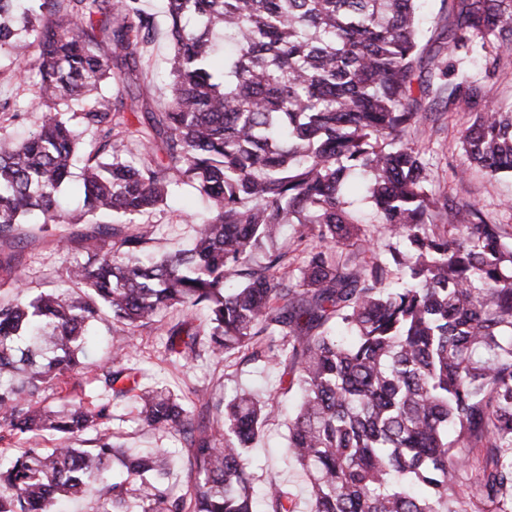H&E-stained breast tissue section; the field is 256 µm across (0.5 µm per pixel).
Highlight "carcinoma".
Wrapping results in <instances>:
<instances>
[{"instance_id": "carcinoma-1", "label": "carcinoma", "mask_w": 512, "mask_h": 512, "mask_svg": "<svg viewBox=\"0 0 512 512\" xmlns=\"http://www.w3.org/2000/svg\"><path fill=\"white\" fill-rule=\"evenodd\" d=\"M420 0H167L170 99L147 125L115 132L121 111L108 46L135 71L154 34L141 0H0V51L39 76L41 126L0 141V241L32 214L42 223L98 224L101 247L67 267L76 297L21 289L0 304V429L51 434L0 469V512H54L95 487L91 512H185L163 448L114 441L108 407L73 399L37 406L47 385L90 367L100 324L133 326L158 312L206 309L208 330H165L187 366L242 352L296 374L301 404L286 454L308 474L312 512H512V244L476 206L429 193L417 145ZM448 47L479 62L448 80V103L471 105L460 137L466 167L512 175V108L485 90L512 48V0H442ZM40 52L29 56L31 42ZM97 145L81 168L78 216L60 203L82 135ZM140 149L137 165L125 159ZM401 239L390 263L406 281L388 291V264L350 265L338 249L359 236L353 178ZM188 185L209 204L191 248L145 259L134 219ZM445 222L450 229L437 231ZM285 224H315L320 246L288 275ZM101 391L130 398L143 423L182 436L192 512H255L248 451L278 407L251 391L224 403L215 436L165 388L141 389L125 346L96 365ZM482 444L475 490L456 476ZM263 512H297L271 485Z\"/></svg>"}]
</instances>
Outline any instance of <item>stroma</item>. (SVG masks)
Masks as SVG:
<instances>
[{
  "instance_id": "35a3bbf8",
  "label": "stroma",
  "mask_w": 512,
  "mask_h": 512,
  "mask_svg": "<svg viewBox=\"0 0 512 512\" xmlns=\"http://www.w3.org/2000/svg\"><path fill=\"white\" fill-rule=\"evenodd\" d=\"M144 9L154 13L158 31L153 41L146 45L141 56L142 72L130 78L120 58H113L112 70L116 83L110 85L111 94L125 102L124 118L132 120L134 113L161 112L168 103V91L161 78L165 62L171 53L165 17L166 0H142ZM421 46L424 57L446 58L448 10L442 0H425L423 10ZM36 75L17 71L7 57L0 55V140L18 142L28 138L40 125L43 115L28 109L34 91ZM420 123L406 131V139L418 144L427 163L430 189L461 202H471L492 223L501 227L504 240L512 242V178H488L480 169H470L464 176L454 175L461 164L460 133L472 120L469 109L447 106L443 94L422 98L419 105ZM352 210L357 213L363 234L355 245L344 248L343 258L352 264L364 261H381L398 247L396 238L379 224L376 212L363 194H351ZM205 203L196 197L189 186L178 185L166 205L143 215L141 226L148 230L146 248L154 254L189 248L195 226L189 215L201 212ZM89 224H19L14 239L0 243V302L12 300L17 289L29 293L64 285L67 259H83L95 251L100 241L92 237ZM182 312L172 310L161 321L147 320L129 328L113 324L103 331L92 350L93 357L104 356L113 340L128 342L129 362L139 371L142 387L164 386L178 394L187 410H195L194 391L207 388L213 406L205 419L210 433L219 435L224 430V402L238 389L257 390L264 398L279 404L283 417L271 420L255 441L251 450V471L258 487L277 481L288 484L297 502V512H309L307 479L299 466L286 460L284 448L288 432L287 422L293 415L298 394L287 387V378L277 366H261L244 361L240 353H229L223 360L202 359L184 367L165 353L166 337L162 324L181 320ZM97 383L92 374L81 373L54 385L49 392L53 404L71 398L74 389H84L88 407L107 405L112 416L110 426L123 443L133 451L150 448L167 449L176 464L181 480L178 491L184 500H191L193 489L184 481L186 451L178 434L160 436L141 424L133 400L112 399L110 395H96Z\"/></svg>"
}]
</instances>
